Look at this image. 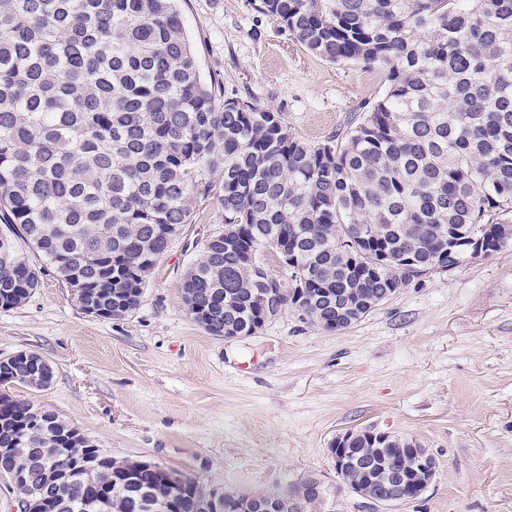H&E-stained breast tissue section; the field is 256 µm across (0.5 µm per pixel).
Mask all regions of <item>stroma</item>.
<instances>
[{
  "mask_svg": "<svg viewBox=\"0 0 512 512\" xmlns=\"http://www.w3.org/2000/svg\"><path fill=\"white\" fill-rule=\"evenodd\" d=\"M204 77L278 111L317 144L385 89L378 70L323 61L251 0H181ZM212 198L151 272L139 306L86 313L51 271L0 308V358L39 354L51 385L0 394L57 414L113 457L162 464L204 487L286 489L322 477L335 512H372L336 474V435L366 428L417 439L433 483L387 512H512V245L399 288L365 319L326 331L290 310L257 334L208 335L182 280L197 240L222 225Z\"/></svg>",
  "mask_w": 512,
  "mask_h": 512,
  "instance_id": "obj_1",
  "label": "stroma"
}]
</instances>
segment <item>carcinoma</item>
<instances>
[{
  "mask_svg": "<svg viewBox=\"0 0 512 512\" xmlns=\"http://www.w3.org/2000/svg\"><path fill=\"white\" fill-rule=\"evenodd\" d=\"M309 52L380 69L385 91L348 129L296 139L277 111L224 108L206 79L178 0H0V307L24 303L41 268L22 241L104 318L136 309L150 274L212 197L223 227L196 243L182 292L211 336L261 315L254 294L324 330L351 306L459 267L470 232L489 253L512 242V0H258ZM220 174L216 180L213 174ZM370 226L375 244H361ZM274 252L284 284L253 261ZM32 363L0 360V383L29 386ZM384 462L398 444L365 436ZM58 415L0 394V475L42 468L56 512H208L205 488L161 464L141 467L91 446L131 482L98 497ZM308 481L271 495L314 512ZM227 512L255 495L223 491Z\"/></svg>",
  "mask_w": 512,
  "mask_h": 512,
  "instance_id": "1",
  "label": "carcinoma"
}]
</instances>
